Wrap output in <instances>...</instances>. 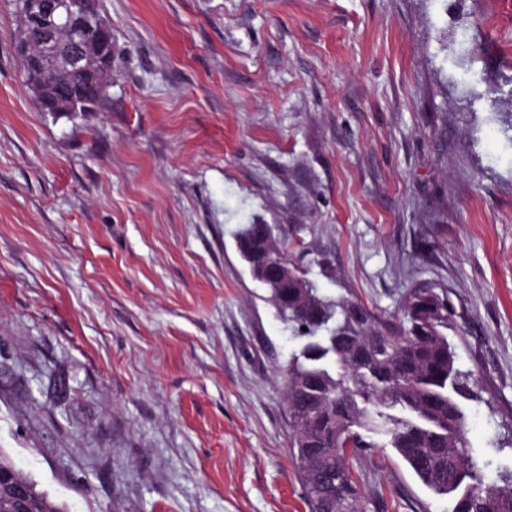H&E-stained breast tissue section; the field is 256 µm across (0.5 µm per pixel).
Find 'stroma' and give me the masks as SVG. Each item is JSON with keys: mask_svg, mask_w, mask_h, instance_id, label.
<instances>
[{"mask_svg": "<svg viewBox=\"0 0 512 512\" xmlns=\"http://www.w3.org/2000/svg\"><path fill=\"white\" fill-rule=\"evenodd\" d=\"M102 111H37L0 0V449L65 512H307L236 246L320 292L455 312L481 484L512 471V0H99ZM379 512H453L389 448Z\"/></svg>", "mask_w": 512, "mask_h": 512, "instance_id": "obj_1", "label": "stroma"}]
</instances>
